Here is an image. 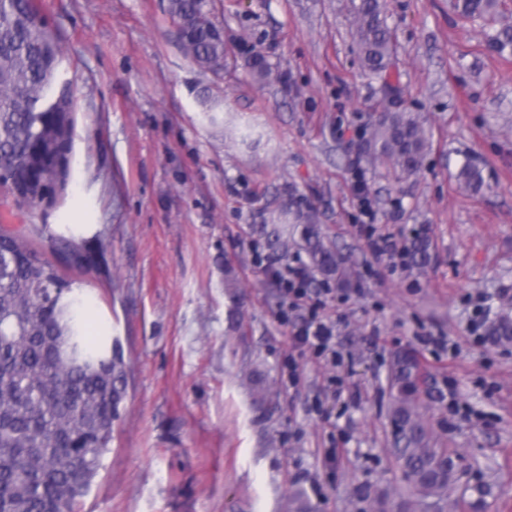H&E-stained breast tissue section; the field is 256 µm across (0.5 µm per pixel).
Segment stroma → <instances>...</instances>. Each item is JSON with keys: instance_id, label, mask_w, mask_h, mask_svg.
I'll return each instance as SVG.
<instances>
[{"instance_id": "1", "label": "stroma", "mask_w": 512, "mask_h": 512, "mask_svg": "<svg viewBox=\"0 0 512 512\" xmlns=\"http://www.w3.org/2000/svg\"><path fill=\"white\" fill-rule=\"evenodd\" d=\"M35 3L75 85L70 176L35 208L0 185V228L28 232L74 281L86 330L118 341L128 380L77 512H283L299 490L312 512H420L393 445L399 352L419 363L415 410L453 463L442 512H463L479 485L483 512H512V336L495 330L512 321V54L487 46L490 27L512 26V0H499L491 26L453 0H386L392 78L429 142L407 181L360 156L387 99L353 51L349 0H208L229 50L218 73L184 52L169 0ZM250 46L272 77L253 74L240 53ZM356 158L378 223L425 240V264L393 273L368 252ZM468 158L485 177L477 194L456 178ZM292 193L348 258L350 281L328 310L336 368L299 352L274 315L272 271L308 256L273 253L258 226ZM34 225L73 240L88 265L48 251ZM478 304L485 344L468 332ZM426 334L458 354H431ZM334 375L347 389L336 402L325 396ZM450 382L474 420L449 418Z\"/></svg>"}]
</instances>
